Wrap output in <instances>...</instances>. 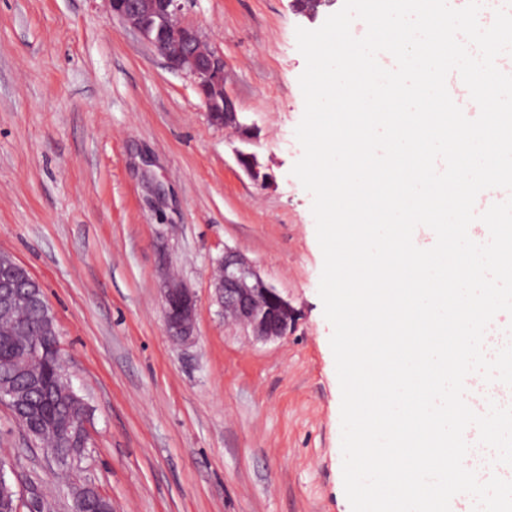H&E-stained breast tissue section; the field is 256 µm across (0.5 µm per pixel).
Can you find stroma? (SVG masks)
Returning a JSON list of instances; mask_svg holds the SVG:
<instances>
[{"instance_id":"35a3bbf8","label":"stroma","mask_w":512,"mask_h":512,"mask_svg":"<svg viewBox=\"0 0 512 512\" xmlns=\"http://www.w3.org/2000/svg\"><path fill=\"white\" fill-rule=\"evenodd\" d=\"M292 0H182L221 53L251 137L211 123L107 0H0V253L39 282L89 440L60 472L0 401V459L23 501L72 512L90 484L112 512H352L341 388L319 296L313 197L293 175L305 109ZM271 174L258 186L238 161ZM297 310L286 339L255 342L224 317L211 274L225 249ZM175 276L194 334L167 335Z\"/></svg>"}]
</instances>
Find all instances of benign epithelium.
<instances>
[{"mask_svg": "<svg viewBox=\"0 0 512 512\" xmlns=\"http://www.w3.org/2000/svg\"><path fill=\"white\" fill-rule=\"evenodd\" d=\"M110 12L139 33L165 57L169 66L189 75L212 122L241 127L237 106L225 85L224 55L211 48L199 29L181 17V0H108ZM239 162L254 183L270 179L257 156L242 153ZM221 275L214 281L217 302L224 313L250 330L258 341H275L291 334L296 312L280 292L265 283L242 253L224 251ZM196 300L189 289L172 285L164 294L163 315L172 336L188 339L194 328Z\"/></svg>", "mask_w": 512, "mask_h": 512, "instance_id": "7a95c632", "label": "benign epithelium"}]
</instances>
